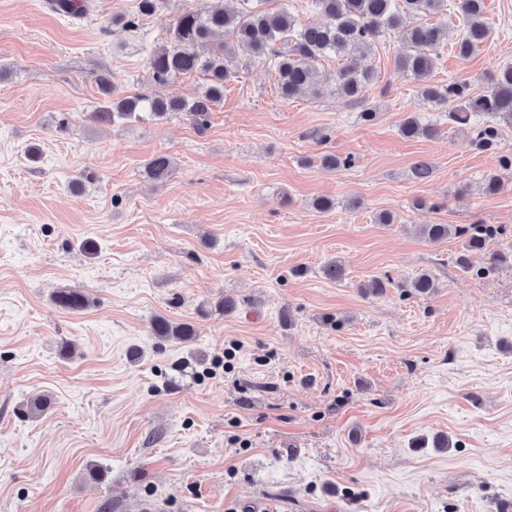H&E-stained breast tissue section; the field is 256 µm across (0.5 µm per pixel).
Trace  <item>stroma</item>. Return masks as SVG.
<instances>
[{"label":"stroma","mask_w":512,"mask_h":512,"mask_svg":"<svg viewBox=\"0 0 512 512\" xmlns=\"http://www.w3.org/2000/svg\"><path fill=\"white\" fill-rule=\"evenodd\" d=\"M201 4L166 0L131 32L113 19L136 0H91L81 19L0 0V512H500L512 266L462 269L460 239L415 228L502 226L492 246H512V127L478 149L397 68L395 34L361 61L376 74L362 101L334 95L336 59L317 65L323 95L286 101L243 53L204 128L93 122L107 72L121 97L201 91L148 67L173 17ZM484 16L478 52L444 42L432 83L481 93L512 65V0H484ZM412 114L440 136L401 135ZM157 154L175 163L160 185L145 174ZM326 155L352 164L324 168ZM334 259L339 281L322 273ZM422 271L435 292L405 295ZM375 277L387 287L364 294ZM62 288L90 307L56 306ZM156 316L192 324L195 342L153 336ZM177 363L195 373L175 384ZM441 434L450 449L416 445Z\"/></svg>","instance_id":"obj_1"}]
</instances>
